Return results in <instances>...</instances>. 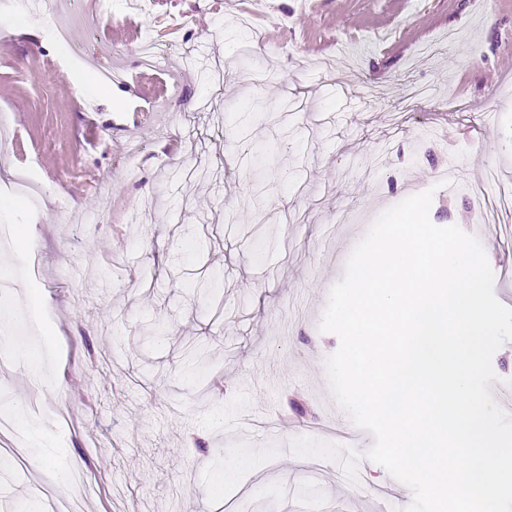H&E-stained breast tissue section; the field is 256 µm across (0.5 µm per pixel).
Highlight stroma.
Instances as JSON below:
<instances>
[{"label": "stroma", "mask_w": 512, "mask_h": 512, "mask_svg": "<svg viewBox=\"0 0 512 512\" xmlns=\"http://www.w3.org/2000/svg\"><path fill=\"white\" fill-rule=\"evenodd\" d=\"M73 4L0 12V168L44 186L0 198L28 231L0 280L34 286L0 315L39 324L26 364L0 365V453L21 456L0 512H40L46 477L79 512H404L410 489L337 408L319 323L376 218L429 188L435 225L482 227L512 307V228L473 191L487 165L512 185V0H153L109 21L87 0L81 55L50 35ZM146 40L179 83L157 106L93 79L139 70Z\"/></svg>", "instance_id": "1"}]
</instances>
